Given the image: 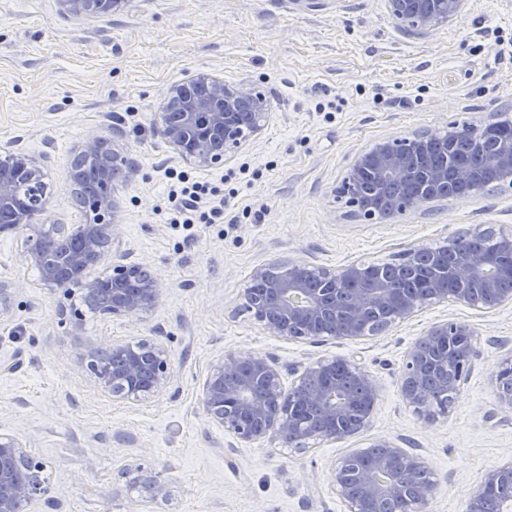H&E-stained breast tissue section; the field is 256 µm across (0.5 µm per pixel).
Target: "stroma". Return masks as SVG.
<instances>
[{
	"label": "stroma",
	"mask_w": 512,
	"mask_h": 512,
	"mask_svg": "<svg viewBox=\"0 0 512 512\" xmlns=\"http://www.w3.org/2000/svg\"><path fill=\"white\" fill-rule=\"evenodd\" d=\"M255 84L270 100L262 131L220 167L186 165L159 133L166 91L191 75ZM324 111H316V104ZM512 114V0H467L448 24L409 32L387 0H130L77 17L59 0H0V142L30 153L51 143L45 224H86L68 181L77 147L101 137L132 170L114 183V264H142L166 287L136 321L85 312L78 295L43 286L25 256L27 229L0 234V433L21 439L50 475L33 512H346L330 485L339 459L378 439L421 455L436 490L425 512H468L483 473L512 458V412L498 363L512 355V304L487 311L443 301L376 335L314 343L270 336L244 309L254 269L275 260L340 268L399 261L412 247L475 228L512 230V185L436 199L367 219L340 191L358 154L388 139L485 125ZM223 195L224 211L193 236L167 224V169ZM469 322L478 357L448 416L423 421L400 392L409 348L435 324ZM155 338L169 350L163 395L118 402L78 360L101 347ZM228 353L292 371L332 358L360 362L379 395L367 428L342 441L283 448L271 438L229 448L201 391ZM156 475L168 498L148 501L130 471Z\"/></svg>",
	"instance_id": "stroma-1"
}]
</instances>
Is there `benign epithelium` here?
<instances>
[{"mask_svg":"<svg viewBox=\"0 0 512 512\" xmlns=\"http://www.w3.org/2000/svg\"><path fill=\"white\" fill-rule=\"evenodd\" d=\"M130 0H60L73 15L106 14L122 9ZM465 0H388L393 17L411 30L430 29L445 24L463 9ZM160 134L172 151L184 162L196 166L224 163L228 149L246 140L243 113L251 118L250 135H257L269 110V100L253 84H228L208 73L195 74L170 87L164 98ZM431 146L430 137L414 134L409 138L388 139L359 154L343 182L342 191L351 196L365 217L377 215L375 197L395 213L433 199L448 197V169L424 167L420 157ZM81 156L100 160L102 191L87 203L94 213L92 224H44L42 243H29L28 257L42 271L43 284L49 288L81 290L82 303L102 314L137 319L155 308L163 299L164 286L142 264H118L108 270L112 283L111 302L102 303L101 278H89L86 271L98 265L103 248L116 239L119 225L114 219L112 200L113 169L124 163L118 148H106V141L92 137L79 150ZM17 151L9 143L0 146V167L12 171L0 173V213L16 211L18 222L28 213L44 214L41 199L44 159ZM484 170L499 182H512V137L481 154ZM457 184L474 193L483 190L465 164L454 167ZM480 230L451 236L446 246L454 252L464 242L471 243L466 256L452 269L459 283L478 282L483 291H460L458 301L478 309H495L512 303V291L500 288L493 274L496 256L481 245ZM76 237L82 247L60 253L54 243ZM287 273L270 278L272 266L254 269L252 280L262 286L254 295L245 291L246 306L254 319L271 336L284 339L316 341L323 337L349 338L363 334L366 316L387 314V324L403 320L423 305L448 299V292L438 289L394 286L383 281L358 288L366 270L356 264L336 271L312 268L288 261ZM457 336L462 343L455 350L452 363L457 373L445 384L451 396L460 390L462 380L472 369L475 357L474 329L461 321H447L433 326L410 348L401 378V394L424 421L439 417L433 405L436 396L424 383L427 351L442 339ZM112 356L121 359L116 367L105 365L102 348L89 344L78 360L93 375L101 389L115 400L141 401L159 395L169 384L170 355L161 343L143 338L134 343H114ZM378 389L372 376L358 362L346 358L319 360L297 375L289 387L282 383L276 361L261 353H228L210 368L202 388L206 415L224 427L234 442H250L265 437L284 447H300L312 438L344 440L363 431L371 417ZM380 449L368 464L353 452L332 468L330 479L347 512H376L384 501L409 502L412 512H423L432 498L435 484L426 477L423 457L412 455L394 441L379 439L370 444ZM41 462L34 460L15 436L0 433V512H21L47 494L43 483L33 474ZM512 484V460L487 470L481 487ZM150 500L165 499L167 483L152 475L133 478Z\"/></svg>","mask_w":512,"mask_h":512,"instance_id":"benign-epithelium-1","label":"benign epithelium"}]
</instances>
